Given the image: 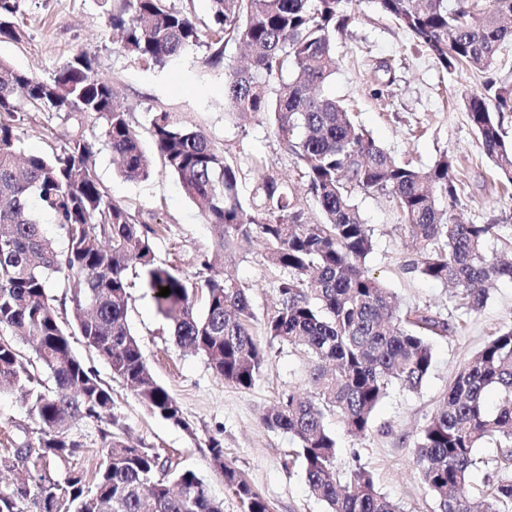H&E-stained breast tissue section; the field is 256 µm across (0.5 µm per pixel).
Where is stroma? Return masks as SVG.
I'll return each instance as SVG.
<instances>
[{
    "instance_id": "obj_1",
    "label": "stroma",
    "mask_w": 512,
    "mask_h": 512,
    "mask_svg": "<svg viewBox=\"0 0 512 512\" xmlns=\"http://www.w3.org/2000/svg\"><path fill=\"white\" fill-rule=\"evenodd\" d=\"M354 11L353 26L336 37L338 67L325 86L327 96L350 104L356 123L399 159L425 168L440 153L453 155L463 174L456 210L462 222L482 224L493 215L512 217V192L501 187L461 103L462 94L481 89L487 76L512 84V43L500 48L490 73L467 69L449 73L414 45L374 0H357ZM106 21L105 0H21L16 17L20 38L0 39V58L19 71L47 78L76 52L88 53L97 71L116 88L117 101L129 112L147 152L155 150L149 132L151 113H183L237 162L242 197L250 196L262 173L274 172L293 182L297 194L306 199L309 218L317 217L315 201L308 199L305 183L298 180L296 160L272 133L270 119L240 118L225 102V70L241 59L236 43L226 45L224 65L218 69L204 66L206 49L201 45L187 47L165 67H149L122 50ZM381 63L386 66L382 72L377 69ZM71 132V122L33 113L20 134L21 151L49 153L63 145ZM95 171L112 199L134 218L162 228L153 244L157 262L197 280L203 257L213 251V231L162 161H155L148 180L130 181L119 173L111 151L103 146L95 158ZM355 202L373 230L374 249L366 260L369 273L398 294L403 308L420 306L443 315L453 311L449 288L403 271V261L412 256L410 238L386 197L359 192ZM228 270L249 286L257 317L254 338L266 343L261 320L271 309L276 291L262 243L237 250ZM127 317L154 379L179 402L188 428L144 410L81 336H71L70 343L73 352L110 383L114 409L123 416L133 442L145 443L194 470L211 497L223 502L224 512H245V508L211 465L206 444L212 438L223 442L225 463L268 502L271 512H326L325 503L310 493L301 462L291 456V439L269 430L261 420L263 410L282 395L305 392L310 361L304 353L285 345L271 347L260 380L245 391L217 379L202 355L176 344L169 322L158 313L146 289L131 288ZM509 323L512 282L499 280L482 309L463 315L456 334L434 339V367L419 390L389 388L374 412L368 436L352 438L334 417H327L326 425L338 443V474L347 475L352 466L361 465L401 512H436L435 499L416 464L418 429L463 361ZM33 423L20 390L0 392V477L10 476L14 463L4 440L15 434L17 425Z\"/></svg>"
}]
</instances>
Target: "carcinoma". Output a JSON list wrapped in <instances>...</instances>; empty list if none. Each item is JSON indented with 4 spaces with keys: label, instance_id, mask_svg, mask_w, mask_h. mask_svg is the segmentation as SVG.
Segmentation results:
<instances>
[{
    "label": "carcinoma",
    "instance_id": "1",
    "mask_svg": "<svg viewBox=\"0 0 512 512\" xmlns=\"http://www.w3.org/2000/svg\"><path fill=\"white\" fill-rule=\"evenodd\" d=\"M20 0H0V38L17 39ZM354 0H211L210 23L199 25L168 0H112L109 24L121 47L148 65L164 66L189 45L209 49L204 63L224 66L230 40L250 51L248 66L226 76L225 97L236 112L273 117L274 135L295 156L298 175L319 207L274 174H265L249 202L241 200L238 165L208 133L178 112L150 118V134L165 168L177 177L205 222L215 247L190 282L155 263L152 236L112 200L94 171L97 142L80 127L92 117L129 180H145L153 159L141 147L129 113L114 105L112 84L80 52L48 79L0 59V389L28 387L35 427L16 426L12 452L22 477L0 484V512H224L192 469L180 468L146 446L125 440L112 389L71 350L77 330L112 377L125 383L151 415L187 429L181 406L153 378L127 320L136 272L177 344L204 356L214 376L249 390L268 360L253 338L249 288L224 275L222 264L254 237L264 241L276 277V302L263 321L269 343L286 344L311 360L309 394L292 392L263 411L266 427L294 441L310 492L328 512H401L361 466L345 479L336 472L332 415L345 432L365 437L391 384L419 389L434 364L432 339L455 333L460 321L428 308L401 311L397 296L365 268L371 228L354 194L379 192L400 212L415 247L402 268L451 284L454 309L477 311L489 284L512 281V262L488 254L501 234L500 218L485 224L454 221L459 183L455 158L441 153L419 169L396 159L357 126L348 109L324 95L336 72L335 39L353 22ZM446 71H490L503 42L512 39V0H375ZM463 105L500 180L512 186V145L501 117L512 112V84L487 78ZM64 115L79 127L49 155L21 157L20 129L28 114ZM50 215L66 246L55 249L41 228ZM171 293L159 296L161 288ZM61 288L57 299L49 289ZM205 294L196 309L192 290ZM32 348L23 360L19 343ZM499 403L491 411L486 395ZM87 427L95 438L88 439ZM486 439L499 453L487 462L476 448ZM103 449L94 479L59 472L82 448ZM416 463L438 512H512V325L497 330L456 372L416 439ZM492 465L496 479L467 493L471 474ZM221 475L246 506L269 512L264 498L231 466Z\"/></svg>",
    "mask_w": 512,
    "mask_h": 512
}]
</instances>
